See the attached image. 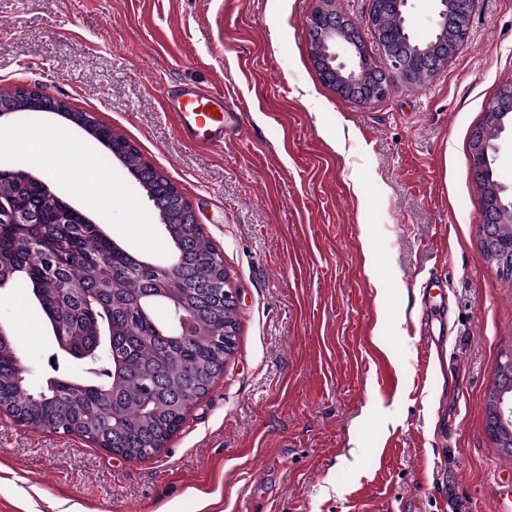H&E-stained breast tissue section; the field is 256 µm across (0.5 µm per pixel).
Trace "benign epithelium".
<instances>
[{
    "mask_svg": "<svg viewBox=\"0 0 512 512\" xmlns=\"http://www.w3.org/2000/svg\"><path fill=\"white\" fill-rule=\"evenodd\" d=\"M438 2L437 19L427 39L419 41L413 37L411 31H405L407 38L413 41L410 48L416 49V52L421 54L430 66L437 68L446 64L464 48L468 41L470 26L467 22L459 29L448 28V13L453 10L456 0H438ZM348 27V20L334 10L321 9L311 17V32L328 48V56L315 59V64L321 77L345 100L351 103L369 104L387 96L393 78L413 80L416 70L413 52L400 54L390 44L383 47L389 71L382 76L370 78L363 68L359 52L337 37L340 30H346ZM490 149L496 153L499 152L498 146L491 147L485 144L480 131L474 130L470 147L471 166L479 167L488 161ZM505 190L506 186L498 180L492 186L495 211L490 222L494 224L512 223V198L506 203L500 199V193ZM495 416L500 423L512 420L511 396L500 397L495 407Z\"/></svg>",
    "mask_w": 512,
    "mask_h": 512,
    "instance_id": "benign-epithelium-1",
    "label": "benign epithelium"
}]
</instances>
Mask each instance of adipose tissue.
I'll return each mask as SVG.
<instances>
[{
	"label": "adipose tissue",
	"mask_w": 512,
	"mask_h": 512,
	"mask_svg": "<svg viewBox=\"0 0 512 512\" xmlns=\"http://www.w3.org/2000/svg\"><path fill=\"white\" fill-rule=\"evenodd\" d=\"M20 151L28 161L50 170L63 168L72 154L70 138L65 129L53 126L12 131L0 138V152Z\"/></svg>",
	"instance_id": "ef3b65f1"
}]
</instances>
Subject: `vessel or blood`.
Returning a JSON list of instances; mask_svg holds the SVG:
<instances>
[{
	"instance_id": "vessel-or-blood-1",
	"label": "vessel or blood",
	"mask_w": 512,
	"mask_h": 512,
	"mask_svg": "<svg viewBox=\"0 0 512 512\" xmlns=\"http://www.w3.org/2000/svg\"><path fill=\"white\" fill-rule=\"evenodd\" d=\"M163 101L173 112L182 142L205 149L224 145V97L210 88L190 84L176 92L164 93Z\"/></svg>"
}]
</instances>
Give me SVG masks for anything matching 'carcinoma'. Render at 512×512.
Here are the masks:
<instances>
[{"label": "carcinoma", "instance_id": "cac0c4a2", "mask_svg": "<svg viewBox=\"0 0 512 512\" xmlns=\"http://www.w3.org/2000/svg\"><path fill=\"white\" fill-rule=\"evenodd\" d=\"M384 36L404 48L402 15L388 4L380 15ZM13 112H40L41 104L21 102L16 92L0 93ZM66 116L86 126L93 141L119 157L156 212H165L166 238L178 271L168 277L116 245L97 225L70 213L54 223L62 204L48 203L47 192L20 169H0V196L37 224L0 221V288H21L33 296L32 312L60 324L82 350L80 372L53 367L40 390L29 388L12 338L0 335V406L19 410L39 430L77 434L103 448H118L129 459L160 450L184 422L188 409L224 374L234 348L215 343L224 328H238L236 308L224 295L207 293L211 280L226 278L223 259L201 225L186 221V200L165 176L147 163L126 138L86 111L63 102ZM486 112L479 125L492 142L512 119ZM485 260L512 276V224L497 229ZM512 392V368L498 362L485 405L486 430L501 454L512 458V431L497 425L494 402Z\"/></svg>", "mask_w": 512, "mask_h": 512}]
</instances>
